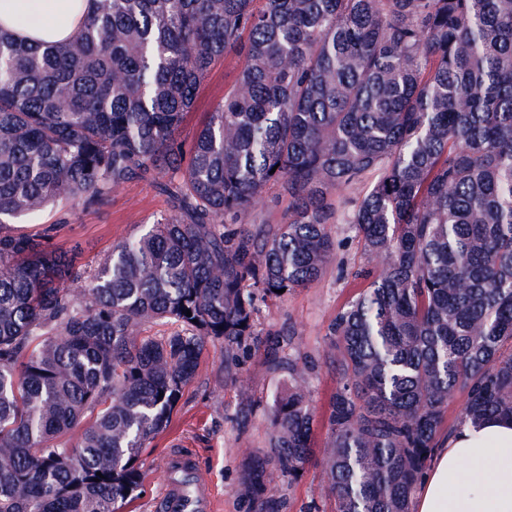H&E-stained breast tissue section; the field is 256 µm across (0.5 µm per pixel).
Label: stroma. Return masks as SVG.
<instances>
[{"label": "stroma", "instance_id": "1", "mask_svg": "<svg viewBox=\"0 0 512 512\" xmlns=\"http://www.w3.org/2000/svg\"><path fill=\"white\" fill-rule=\"evenodd\" d=\"M239 70L238 62L217 65L204 81L196 107L182 125L179 137L191 141L202 121L224 100ZM170 208L152 182L142 180L122 185L102 204L80 209L64 203L45 211L26 224L36 234L53 227L54 247L77 257L79 262L102 259L113 244L137 234ZM337 251L323 277L306 288H297L280 298L258 304L256 326L260 334L281 337V354L309 361L308 383L313 406L316 446H323L327 433L329 400L336 388V375L323 353L329 343V325L340 307L353 294L349 272L365 265L366 257L350 225H334ZM221 343L207 344L199 358L197 374L184 388L167 429L141 450L143 491L120 512H154L162 480V468L174 441L195 448L202 465L218 491V512H251L239 487L251 452L265 448L271 431L270 404L287 376L269 373L260 364L264 349L248 346L240 355L238 378L225 380L221 372ZM320 464L306 468L298 480L275 479L270 493L280 512H332L323 492Z\"/></svg>", "mask_w": 512, "mask_h": 512}]
</instances>
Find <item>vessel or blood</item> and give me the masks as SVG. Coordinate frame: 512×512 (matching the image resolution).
<instances>
[{
    "label": "vessel or blood",
    "instance_id": "1",
    "mask_svg": "<svg viewBox=\"0 0 512 512\" xmlns=\"http://www.w3.org/2000/svg\"><path fill=\"white\" fill-rule=\"evenodd\" d=\"M166 478L155 500L157 512H213V488L191 449L176 448L165 461ZM191 485H184V478Z\"/></svg>",
    "mask_w": 512,
    "mask_h": 512
}]
</instances>
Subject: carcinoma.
Listing matches in <instances>:
<instances>
[{"label":"carcinoma","mask_w":512,"mask_h":512,"mask_svg":"<svg viewBox=\"0 0 512 512\" xmlns=\"http://www.w3.org/2000/svg\"><path fill=\"white\" fill-rule=\"evenodd\" d=\"M232 54L187 150L184 118ZM133 180L172 212L94 267L53 226L17 227ZM340 210L379 265L350 272L362 291L329 327L324 493L334 512H412L450 403L512 417V0H95L62 43L0 25V512L137 497L141 448L207 343L232 375L257 300L325 273ZM274 368L289 386L244 471L253 512L315 460L309 366ZM238 70L239 62L233 60L230 64L217 65L210 72L199 91L195 110L180 128L179 138L182 141L189 143L208 113L224 101V93L233 84Z\"/></svg>","instance_id":"1"}]
</instances>
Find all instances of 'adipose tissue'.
<instances>
[{"instance_id": "obj_1", "label": "adipose tissue", "mask_w": 512, "mask_h": 512, "mask_svg": "<svg viewBox=\"0 0 512 512\" xmlns=\"http://www.w3.org/2000/svg\"><path fill=\"white\" fill-rule=\"evenodd\" d=\"M91 6V0H0V22L21 23L32 39L60 42ZM414 512H512V420L461 424L435 449Z\"/></svg>"}]
</instances>
